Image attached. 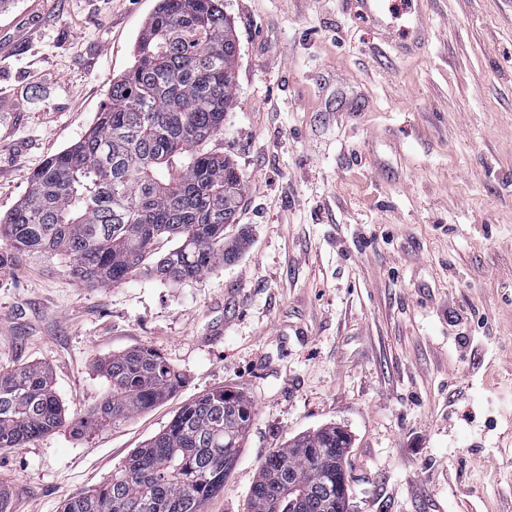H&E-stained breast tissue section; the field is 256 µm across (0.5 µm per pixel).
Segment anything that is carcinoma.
I'll use <instances>...</instances> for the list:
<instances>
[{
  "label": "carcinoma",
  "instance_id": "obj_1",
  "mask_svg": "<svg viewBox=\"0 0 512 512\" xmlns=\"http://www.w3.org/2000/svg\"><path fill=\"white\" fill-rule=\"evenodd\" d=\"M237 55L223 0H159L93 127L34 172L25 199L0 216V240L68 259L70 273L91 288L126 279L163 240L173 246L150 272L172 282L235 262L245 240H225L235 214L224 193L242 195L244 178L204 145L224 134ZM105 373L110 389L91 418L68 421L47 368L0 370V448L67 422L83 432L126 421L184 383L148 346L112 355ZM253 414L240 392L195 398L110 482L66 499L61 512H205L224 492ZM347 448L334 426L286 440L259 467L247 512H336V463Z\"/></svg>",
  "mask_w": 512,
  "mask_h": 512
}]
</instances>
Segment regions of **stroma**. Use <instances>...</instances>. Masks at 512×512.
Instances as JSON below:
<instances>
[{
	"label": "stroma",
	"mask_w": 512,
	"mask_h": 512,
	"mask_svg": "<svg viewBox=\"0 0 512 512\" xmlns=\"http://www.w3.org/2000/svg\"><path fill=\"white\" fill-rule=\"evenodd\" d=\"M387 2L424 10L419 53L346 0H224L235 103L209 147L245 180L236 262L89 288L52 254L6 257L0 369L47 367L68 418L0 449L9 512H61L217 389L255 416L206 512H246L270 450L327 424L351 437L350 512H512V0ZM157 3L0 8V215L92 127ZM143 345L182 388L74 432Z\"/></svg>",
	"instance_id": "stroma-1"
}]
</instances>
